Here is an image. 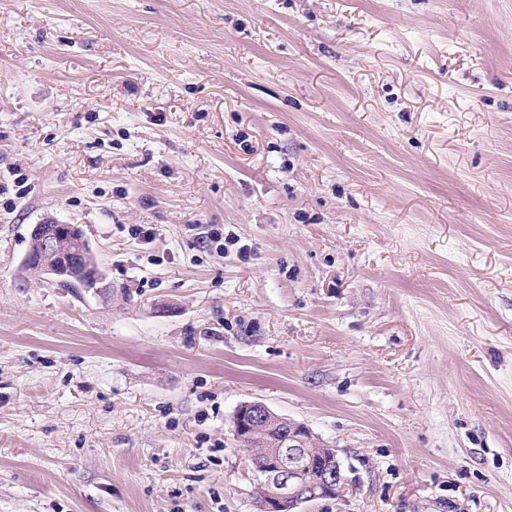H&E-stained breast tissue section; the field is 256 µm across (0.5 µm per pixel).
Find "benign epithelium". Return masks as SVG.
I'll use <instances>...</instances> for the list:
<instances>
[{
    "label": "benign epithelium",
    "mask_w": 512,
    "mask_h": 512,
    "mask_svg": "<svg viewBox=\"0 0 512 512\" xmlns=\"http://www.w3.org/2000/svg\"><path fill=\"white\" fill-rule=\"evenodd\" d=\"M30 236L38 244V250L27 252L24 264L28 269L60 281L89 283L97 292L111 288L98 266L87 264L89 245L79 236L76 225L35 224ZM267 420L287 424L288 431L275 440V447L265 449L260 477L263 494L257 504L258 512H301L306 503L338 497L345 485V476L334 448L328 449V454L322 457L315 481L308 483L298 478L299 464L311 467L306 452L311 436L304 425L276 414L262 402H245L235 412L234 435L245 443L265 430Z\"/></svg>",
    "instance_id": "1"
}]
</instances>
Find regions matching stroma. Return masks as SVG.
Returning <instances> with one entry per match:
<instances>
[{
  "label": "stroma",
  "instance_id": "obj_1",
  "mask_svg": "<svg viewBox=\"0 0 512 512\" xmlns=\"http://www.w3.org/2000/svg\"><path fill=\"white\" fill-rule=\"evenodd\" d=\"M249 401L512 512V0H0V512H257ZM79 228L74 224L44 222L33 225L30 236L39 250L28 251L24 264L29 270L48 274L60 281L63 288H76V283H89L97 292L111 288L101 276L97 265H88L89 244L80 238ZM66 231L71 232L69 235ZM51 259H47L50 257ZM76 282V283H73Z\"/></svg>",
  "mask_w": 512,
  "mask_h": 512
}]
</instances>
